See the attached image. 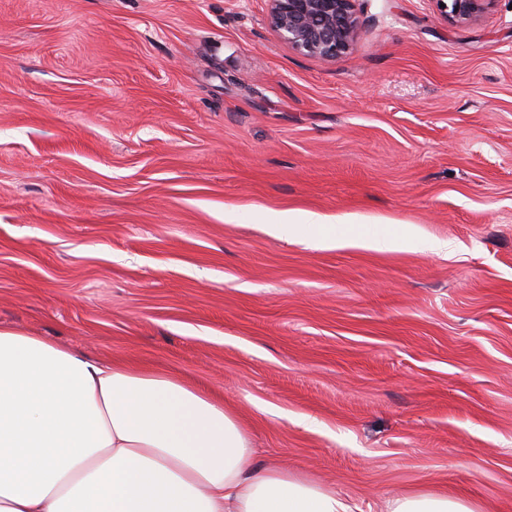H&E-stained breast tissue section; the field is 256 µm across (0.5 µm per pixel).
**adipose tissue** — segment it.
Listing matches in <instances>:
<instances>
[{
  "mask_svg": "<svg viewBox=\"0 0 512 512\" xmlns=\"http://www.w3.org/2000/svg\"><path fill=\"white\" fill-rule=\"evenodd\" d=\"M256 456L223 400L179 376L0 328V512H352ZM388 512L476 509L416 493Z\"/></svg>",
  "mask_w": 512,
  "mask_h": 512,
  "instance_id": "obj_1",
  "label": "adipose tissue"
}]
</instances>
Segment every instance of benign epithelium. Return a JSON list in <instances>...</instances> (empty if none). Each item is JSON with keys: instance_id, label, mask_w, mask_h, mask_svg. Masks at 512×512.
Listing matches in <instances>:
<instances>
[{"instance_id": "7a95c632", "label": "benign epithelium", "mask_w": 512, "mask_h": 512, "mask_svg": "<svg viewBox=\"0 0 512 512\" xmlns=\"http://www.w3.org/2000/svg\"><path fill=\"white\" fill-rule=\"evenodd\" d=\"M268 22L295 49L334 58L350 51L360 32L357 0H268ZM449 24L470 26L484 20L496 0H435Z\"/></svg>"}]
</instances>
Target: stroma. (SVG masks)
<instances>
[{
	"label": "stroma",
	"instance_id": "obj_1",
	"mask_svg": "<svg viewBox=\"0 0 512 512\" xmlns=\"http://www.w3.org/2000/svg\"><path fill=\"white\" fill-rule=\"evenodd\" d=\"M357 8L325 59L268 0H0V328L204 384L360 512H512V0ZM441 15L449 24L470 26L484 20L494 9L497 0H434ZM445 4V7H441ZM267 224H261L265 233L277 238H301L307 228H322L327 224L325 217L310 213L305 220L306 224H296L295 216L291 213H267ZM289 223V224H288ZM316 245L323 248H336L345 246L363 247L376 251H386L392 249V243L385 237L373 236H359L356 238H346L336 240V237L330 236H317L315 238ZM385 512H480L467 502L444 495L416 493L390 501Z\"/></svg>",
	"mask_w": 512,
	"mask_h": 512
}]
</instances>
